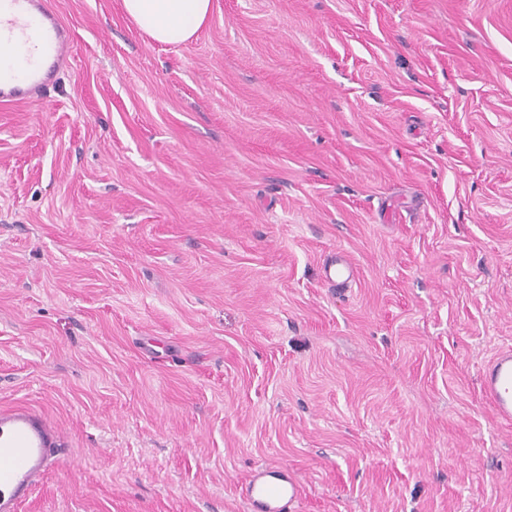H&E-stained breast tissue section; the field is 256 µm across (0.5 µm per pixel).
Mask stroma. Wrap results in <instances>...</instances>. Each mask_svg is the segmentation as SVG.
<instances>
[{"label": "stroma", "instance_id": "1", "mask_svg": "<svg viewBox=\"0 0 512 512\" xmlns=\"http://www.w3.org/2000/svg\"><path fill=\"white\" fill-rule=\"evenodd\" d=\"M0 105V408L66 457L20 512H512V0H212L160 44L46 0ZM345 252L355 282L323 280ZM9 1V16L0 17V45L7 49L0 59V104L23 102L52 84L71 45L59 17L40 11V0ZM480 390L497 418L512 421V349L497 351L481 375ZM247 512H287L300 498L295 476L281 466H260L242 489Z\"/></svg>", "mask_w": 512, "mask_h": 512}]
</instances>
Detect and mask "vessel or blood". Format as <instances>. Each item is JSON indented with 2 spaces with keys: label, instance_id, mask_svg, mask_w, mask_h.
Masks as SVG:
<instances>
[{
  "label": "vessel or blood",
  "instance_id": "obj_1",
  "mask_svg": "<svg viewBox=\"0 0 512 512\" xmlns=\"http://www.w3.org/2000/svg\"><path fill=\"white\" fill-rule=\"evenodd\" d=\"M40 0H10L0 17V104L25 101L52 84L66 63L71 38L59 17L39 9ZM480 390L497 418L512 421V349L487 362ZM65 435L42 412L24 406L0 409V512L21 504L64 456ZM246 512H288L300 488L288 468L261 466L242 490Z\"/></svg>",
  "mask_w": 512,
  "mask_h": 512
}]
</instances>
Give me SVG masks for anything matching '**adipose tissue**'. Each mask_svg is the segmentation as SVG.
<instances>
[{
	"label": "adipose tissue",
	"mask_w": 512,
	"mask_h": 512,
	"mask_svg": "<svg viewBox=\"0 0 512 512\" xmlns=\"http://www.w3.org/2000/svg\"><path fill=\"white\" fill-rule=\"evenodd\" d=\"M211 0H122L128 19L153 41L178 45L206 23Z\"/></svg>",
	"instance_id": "adipose-tissue-1"
}]
</instances>
